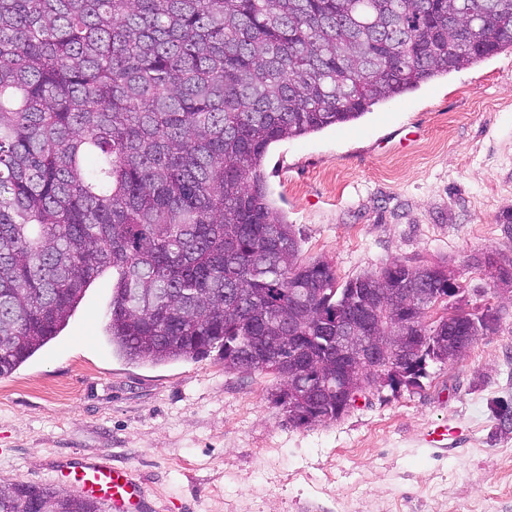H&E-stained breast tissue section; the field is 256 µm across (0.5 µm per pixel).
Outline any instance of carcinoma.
<instances>
[{
	"instance_id": "carcinoma-1",
	"label": "carcinoma",
	"mask_w": 512,
	"mask_h": 512,
	"mask_svg": "<svg viewBox=\"0 0 512 512\" xmlns=\"http://www.w3.org/2000/svg\"><path fill=\"white\" fill-rule=\"evenodd\" d=\"M512 49V0H0V376L112 275V351L163 365L319 348L359 275L304 260L269 147ZM470 333H441L433 362ZM334 407L326 382L304 397ZM46 512L91 497L28 485ZM6 487L0 512H22Z\"/></svg>"
}]
</instances>
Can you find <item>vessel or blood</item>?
<instances>
[{"label":"vessel or blood","instance_id":"1","mask_svg":"<svg viewBox=\"0 0 512 512\" xmlns=\"http://www.w3.org/2000/svg\"><path fill=\"white\" fill-rule=\"evenodd\" d=\"M69 477L73 486L96 500L112 503L118 512H126L143 496L130 471L112 466L102 455L78 460L70 466Z\"/></svg>","mask_w":512,"mask_h":512}]
</instances>
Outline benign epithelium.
Returning a JSON list of instances; mask_svg holds the SVG:
<instances>
[{"instance_id": "7a95c632", "label": "benign epithelium", "mask_w": 512, "mask_h": 512, "mask_svg": "<svg viewBox=\"0 0 512 512\" xmlns=\"http://www.w3.org/2000/svg\"><path fill=\"white\" fill-rule=\"evenodd\" d=\"M481 268L493 279L497 288L512 293V261L489 252L480 258ZM403 263L387 265L368 279V287L358 290L353 301L373 303L383 310L381 321L369 315L357 314L350 318L336 309V411H349L359 396L371 389L385 387L399 389L417 386L416 373L426 367V360L403 365V350L413 346L420 337L411 333L412 322L420 321L434 331L444 325L474 323L473 312L463 305L466 296L458 272L438 265L420 267L421 279L413 282L399 280ZM440 279L443 289L435 295H426L424 284ZM290 384L280 386L281 393L292 405L300 401L302 389L322 382L324 373L309 365V358L288 362V370L281 371Z\"/></svg>"}]
</instances>
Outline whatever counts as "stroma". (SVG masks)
I'll use <instances>...</instances> for the list:
<instances>
[{"label":"stroma","instance_id":"35a3bbf8","mask_svg":"<svg viewBox=\"0 0 512 512\" xmlns=\"http://www.w3.org/2000/svg\"><path fill=\"white\" fill-rule=\"evenodd\" d=\"M263 172L303 259L343 281L395 260L451 264L498 330L429 363L416 390L296 428L270 372L226 371L214 353L160 366L114 354L106 274L57 338L0 376V477L64 488L71 462L105 455L150 512H512V299L470 266L512 257V49L275 143ZM440 426L444 449L426 441Z\"/></svg>","mask_w":512,"mask_h":512}]
</instances>
